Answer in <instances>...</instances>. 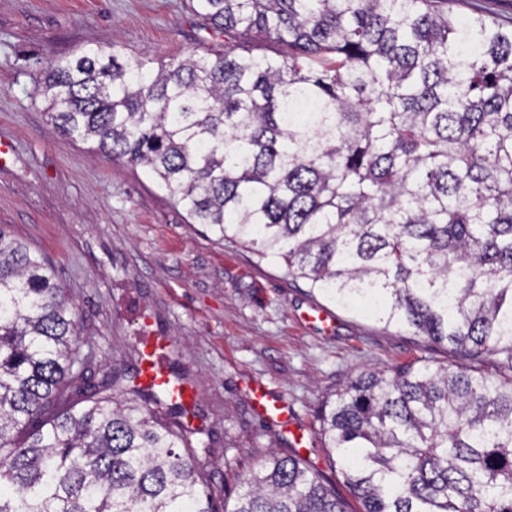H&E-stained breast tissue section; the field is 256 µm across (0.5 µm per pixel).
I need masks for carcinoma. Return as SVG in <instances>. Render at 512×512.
<instances>
[{"instance_id":"cac0c4a2","label":"carcinoma","mask_w":512,"mask_h":512,"mask_svg":"<svg viewBox=\"0 0 512 512\" xmlns=\"http://www.w3.org/2000/svg\"><path fill=\"white\" fill-rule=\"evenodd\" d=\"M189 8L224 49L52 59L54 132L146 167L192 223L310 292L452 347L453 368L365 373L326 400L356 512H512V24L482 0L464 19L448 0ZM84 345L54 268L0 225V512H212L195 432L115 375L91 384ZM243 484L224 512H349L294 451Z\"/></svg>"}]
</instances>
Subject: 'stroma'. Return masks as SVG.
<instances>
[{"label": "stroma", "instance_id": "35a3bbf8", "mask_svg": "<svg viewBox=\"0 0 512 512\" xmlns=\"http://www.w3.org/2000/svg\"><path fill=\"white\" fill-rule=\"evenodd\" d=\"M186 0H0V224L45 257L93 344V380L116 370L133 388L137 332L171 337L174 367L200 392L194 439L213 506L235 500L239 476L303 428L301 458L340 481L318 438L325 401L366 371L454 364L445 344L343 308L191 223L143 167L95 155L55 134L34 78L59 55L114 44L155 59L223 45ZM325 308L331 321L315 317ZM287 401L289 427L264 423L252 389Z\"/></svg>", "mask_w": 512, "mask_h": 512}]
</instances>
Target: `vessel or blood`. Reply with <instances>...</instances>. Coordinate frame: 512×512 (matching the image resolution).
I'll list each match as a JSON object with an SVG mask.
<instances>
[{
  "mask_svg": "<svg viewBox=\"0 0 512 512\" xmlns=\"http://www.w3.org/2000/svg\"><path fill=\"white\" fill-rule=\"evenodd\" d=\"M138 364L135 382L158 397L178 403L186 412L187 428H194L193 416L198 404L199 390L188 378L175 374L171 360L175 354L172 343L163 336H141L137 339ZM258 413L262 420L283 423L288 419V404L265 389L256 393Z\"/></svg>",
  "mask_w": 512,
  "mask_h": 512,
  "instance_id": "obj_1",
  "label": "vessel or blood"
}]
</instances>
